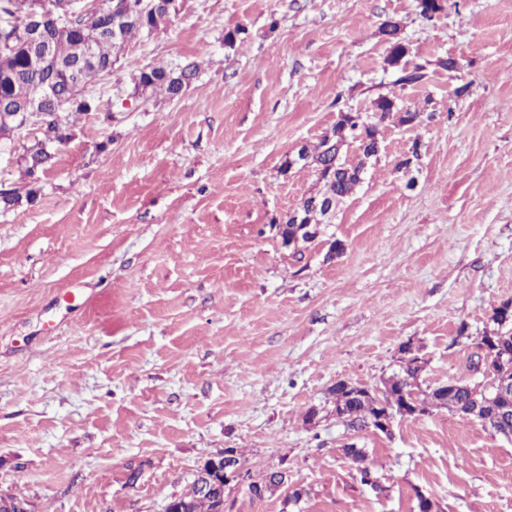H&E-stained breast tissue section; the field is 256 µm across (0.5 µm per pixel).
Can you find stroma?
Masks as SVG:
<instances>
[{"label":"stroma","instance_id":"stroma-1","mask_svg":"<svg viewBox=\"0 0 512 512\" xmlns=\"http://www.w3.org/2000/svg\"><path fill=\"white\" fill-rule=\"evenodd\" d=\"M443 4L176 0L88 86L99 108L69 114L36 200L0 206V497L164 512L233 448L226 512H281L283 493L248 491L273 471L307 491L291 512H416L419 490L438 512H512V440L444 409L388 436L333 411L337 381L381 386L404 345L422 389L469 379L512 300V0ZM191 61L179 98L135 94L143 67ZM383 95L416 120L379 122L354 193L284 247L272 222L318 188L286 156ZM38 135L0 139V191L26 184Z\"/></svg>","mask_w":512,"mask_h":512}]
</instances>
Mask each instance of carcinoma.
<instances>
[{
    "instance_id": "obj_1",
    "label": "carcinoma",
    "mask_w": 512,
    "mask_h": 512,
    "mask_svg": "<svg viewBox=\"0 0 512 512\" xmlns=\"http://www.w3.org/2000/svg\"><path fill=\"white\" fill-rule=\"evenodd\" d=\"M47 14L52 19L46 22L47 30L52 32V62L44 68L36 67L31 60V46L28 34L32 31L30 0H0V11L10 15L11 30L0 34V98L11 101L17 110L23 109L33 99L39 97L42 85L53 79L58 91L42 98L38 130L42 138L26 150L24 161L26 174L34 178L44 173L53 160L48 145H63L70 139V127L64 112H95L97 104L89 99L87 104L72 101L68 92L67 77L70 71L78 70L79 80L87 86L91 81L105 75L107 64L117 60L125 45L138 34L150 35L166 24L172 15L167 5L171 0H111L110 12L96 10L79 14L72 12V0H45ZM65 19L69 27L58 30L54 27V18ZM83 39L91 41L94 62L83 61L84 48L79 45ZM198 73V65L189 62L177 69L164 65H154L141 69L134 79L135 94L144 96L156 90L165 91L174 98L187 88ZM377 127L362 125L350 131L353 141L358 143L363 159L373 154L376 144ZM345 139L341 124H336L333 133L324 136L314 148L312 154L320 160L327 156L329 146ZM363 163L356 165L345 161L337 162L338 171L333 178L319 177L322 184L314 193L319 201L340 202L349 197L360 182L359 172ZM491 319L497 323V340L502 350L512 354V329L508 323L512 318L499 314L494 308ZM423 370L417 355L402 358V366L397 373L383 380L381 393L353 396L341 385L332 388L335 396L334 411L336 419L353 431L372 429L379 417L385 413H397L405 402L417 395L422 408H444L461 419L466 418L473 404V385L462 380H450L446 390L434 387L429 391H420L418 379ZM487 425L497 434L512 432V398L503 399L495 408L485 413ZM180 500L189 503L191 512H213L211 499L202 493L197 484Z\"/></svg>"
}]
</instances>
